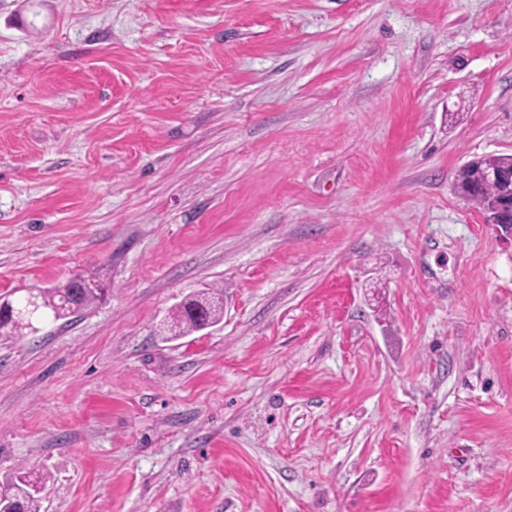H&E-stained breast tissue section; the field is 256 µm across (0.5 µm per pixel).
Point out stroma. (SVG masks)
<instances>
[{
  "label": "stroma",
  "mask_w": 512,
  "mask_h": 512,
  "mask_svg": "<svg viewBox=\"0 0 512 512\" xmlns=\"http://www.w3.org/2000/svg\"><path fill=\"white\" fill-rule=\"evenodd\" d=\"M512 0H0V485L41 512H512ZM223 319L164 333L189 296ZM504 156L475 158L473 168L458 172L456 179L458 191L468 192L467 186H472L474 189L473 201L483 209L484 201L498 196L501 188L497 185H486L481 182L479 178L480 169L499 166L506 161ZM491 182H496L504 187L503 195L488 207L485 212V222L492 226L496 232V237L503 243H512V227L504 231L500 224L512 223V190L508 192L510 182V171L503 169L490 170L486 175ZM79 278L81 284L78 299L74 302L70 299V291L68 284L59 286L57 288H49L37 294L40 305V316L38 318L29 317L25 310L27 307L28 298L24 297L20 300L13 302L12 300H4L0 303V333L6 336H20L23 335L25 330H35L34 322L41 317L52 315L54 321L74 315L79 310L85 309L92 303L102 301V296L106 292V288H101V282L96 275ZM38 302L32 299L30 304V314L34 315L38 311ZM76 303L78 307L73 311L72 304ZM47 482H49L47 474L31 478L29 472L20 470L1 490L9 506L14 509L13 512H40L42 493Z\"/></svg>",
  "instance_id": "1"
}]
</instances>
